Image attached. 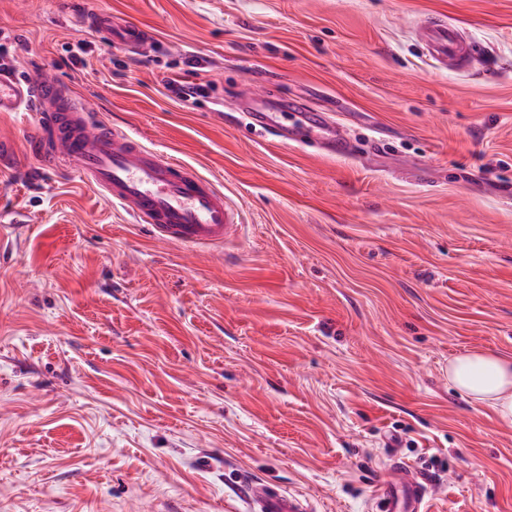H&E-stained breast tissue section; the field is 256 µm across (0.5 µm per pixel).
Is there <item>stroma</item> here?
<instances>
[{
  "instance_id": "1",
  "label": "stroma",
  "mask_w": 512,
  "mask_h": 512,
  "mask_svg": "<svg viewBox=\"0 0 512 512\" xmlns=\"http://www.w3.org/2000/svg\"><path fill=\"white\" fill-rule=\"evenodd\" d=\"M431 15L466 70L429 59ZM0 39L248 226L157 244L0 112V512H248L252 480L372 512L395 457L433 512H512V424L448 384L512 357V0H0ZM257 96L332 114L349 154L267 135ZM89 22L94 28L129 49H140L147 44L148 37L139 26L125 21L117 23L112 14H95L89 19ZM419 32L430 54L441 64L463 67L469 62L474 45L456 27L432 17L422 23Z\"/></svg>"
}]
</instances>
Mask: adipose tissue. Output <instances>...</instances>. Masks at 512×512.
<instances>
[{"mask_svg":"<svg viewBox=\"0 0 512 512\" xmlns=\"http://www.w3.org/2000/svg\"><path fill=\"white\" fill-rule=\"evenodd\" d=\"M448 382L501 422L512 423V358L488 351L457 356L448 363Z\"/></svg>","mask_w":512,"mask_h":512,"instance_id":"obj_1","label":"adipose tissue"}]
</instances>
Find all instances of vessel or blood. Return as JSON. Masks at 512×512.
I'll list each match as a JSON object with an SVG mask.
<instances>
[{
	"label": "vessel or blood",
	"instance_id": "vessel-or-blood-1",
	"mask_svg": "<svg viewBox=\"0 0 512 512\" xmlns=\"http://www.w3.org/2000/svg\"><path fill=\"white\" fill-rule=\"evenodd\" d=\"M92 26L130 49L143 48L145 32L137 25L116 22L99 13ZM430 54L441 64L465 66L473 44L446 21L429 18L419 28ZM33 112L39 119L37 152L81 181L93 185L110 203L126 208L134 223L144 225L159 243L223 252L241 233L240 213L214 182L191 166L148 148L128 132L92 117L60 81H26L0 74V112ZM266 130L280 141L297 140L300 132L315 133L316 142L333 154L347 138L333 120L315 117L303 129L279 122L275 113H261ZM252 512H310L302 499L259 483L251 488ZM376 512H429L428 487L410 466L392 462L379 485Z\"/></svg>",
	"mask_w": 512,
	"mask_h": 512
}]
</instances>
